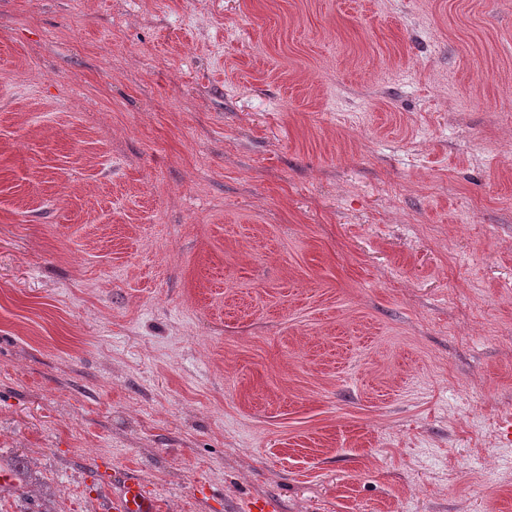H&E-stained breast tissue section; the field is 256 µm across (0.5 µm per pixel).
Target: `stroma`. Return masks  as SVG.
I'll return each mask as SVG.
<instances>
[{
	"instance_id": "1",
	"label": "stroma",
	"mask_w": 512,
	"mask_h": 512,
	"mask_svg": "<svg viewBox=\"0 0 512 512\" xmlns=\"http://www.w3.org/2000/svg\"><path fill=\"white\" fill-rule=\"evenodd\" d=\"M512 0H0V512H512ZM119 493L112 497L113 512H157L158 502L147 494L132 473H118Z\"/></svg>"
}]
</instances>
